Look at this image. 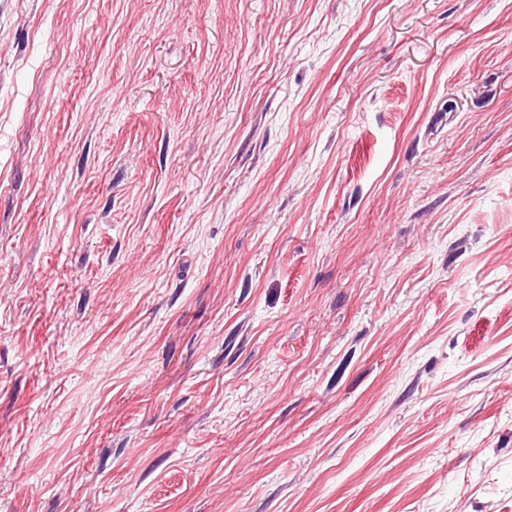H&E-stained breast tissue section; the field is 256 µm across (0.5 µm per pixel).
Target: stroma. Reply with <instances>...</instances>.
<instances>
[{"instance_id": "1", "label": "stroma", "mask_w": 512, "mask_h": 512, "mask_svg": "<svg viewBox=\"0 0 512 512\" xmlns=\"http://www.w3.org/2000/svg\"><path fill=\"white\" fill-rule=\"evenodd\" d=\"M0 512H512V0H0Z\"/></svg>"}]
</instances>
